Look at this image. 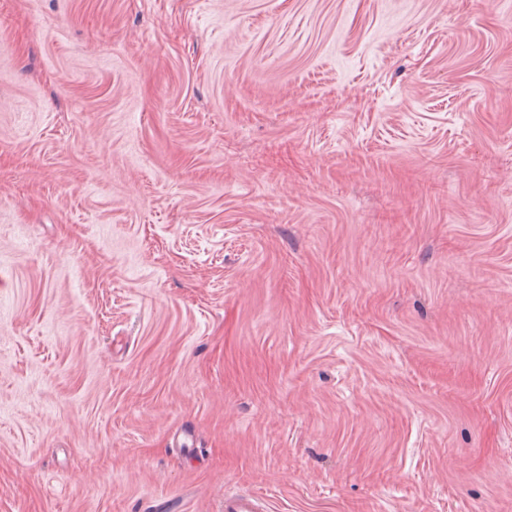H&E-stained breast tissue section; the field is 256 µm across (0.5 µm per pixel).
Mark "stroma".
Instances as JSON below:
<instances>
[{"instance_id": "obj_1", "label": "stroma", "mask_w": 512, "mask_h": 512, "mask_svg": "<svg viewBox=\"0 0 512 512\" xmlns=\"http://www.w3.org/2000/svg\"><path fill=\"white\" fill-rule=\"evenodd\" d=\"M233 490L512 512V0H0V512Z\"/></svg>"}]
</instances>
